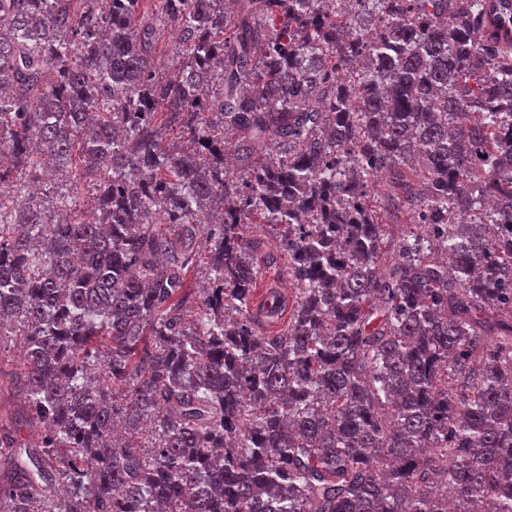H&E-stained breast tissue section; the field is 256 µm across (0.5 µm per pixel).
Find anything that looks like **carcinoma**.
I'll return each mask as SVG.
<instances>
[{
	"instance_id": "carcinoma-1",
	"label": "carcinoma",
	"mask_w": 512,
	"mask_h": 512,
	"mask_svg": "<svg viewBox=\"0 0 512 512\" xmlns=\"http://www.w3.org/2000/svg\"><path fill=\"white\" fill-rule=\"evenodd\" d=\"M484 10L0 0L26 402L0 512H512V50ZM249 224L288 255L274 334Z\"/></svg>"
}]
</instances>
